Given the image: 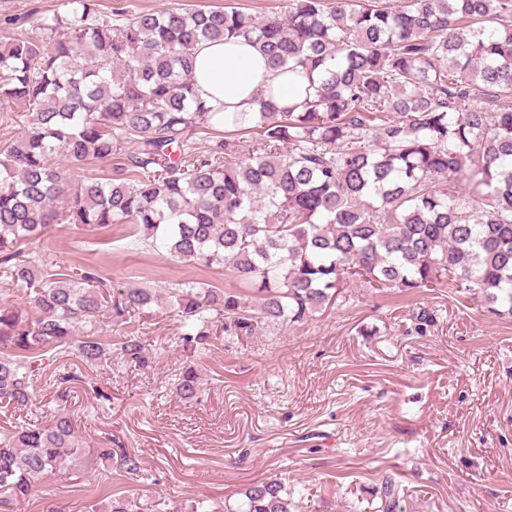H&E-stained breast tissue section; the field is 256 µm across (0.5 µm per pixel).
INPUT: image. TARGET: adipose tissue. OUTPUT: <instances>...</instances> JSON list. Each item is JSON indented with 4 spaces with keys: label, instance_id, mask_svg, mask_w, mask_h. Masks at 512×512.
I'll return each mask as SVG.
<instances>
[{
    "label": "adipose tissue",
    "instance_id": "obj_1",
    "mask_svg": "<svg viewBox=\"0 0 512 512\" xmlns=\"http://www.w3.org/2000/svg\"><path fill=\"white\" fill-rule=\"evenodd\" d=\"M195 88L212 112H255L261 90L274 88L281 104L301 102L299 78L272 72L258 49L244 39L205 42L194 64Z\"/></svg>",
    "mask_w": 512,
    "mask_h": 512
}]
</instances>
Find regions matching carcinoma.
I'll list each match as a JSON object with an SVG mask.
<instances>
[{"instance_id":"cac0c4a2","label":"carcinoma","mask_w":512,"mask_h":512,"mask_svg":"<svg viewBox=\"0 0 512 512\" xmlns=\"http://www.w3.org/2000/svg\"><path fill=\"white\" fill-rule=\"evenodd\" d=\"M0 41V112L20 105L26 129L0 148V267L29 291V315L0 304V402L35 406L37 363L48 353L57 403L45 426L0 434V504L42 475L91 465L66 406L87 365L112 350L139 364V336L99 335L103 309L127 323L163 299L176 307L183 348L301 323L360 282L410 294L446 285L512 319V0H290L288 15L257 20L234 6L99 11L66 0ZM243 38L276 71L305 78L301 105L273 89L259 111L210 112L194 90L206 41ZM217 126L254 134L201 143ZM74 170L64 182L52 164ZM118 156L104 178L81 174ZM57 224H131L133 242L163 248L247 285L181 283L106 294L82 269L55 278L20 244ZM198 372L176 378L186 399ZM96 458L117 475L141 471L124 448ZM381 512L399 489L386 477ZM278 476L243 493L235 512H291ZM88 512H141L114 492Z\"/></svg>"}]
</instances>
